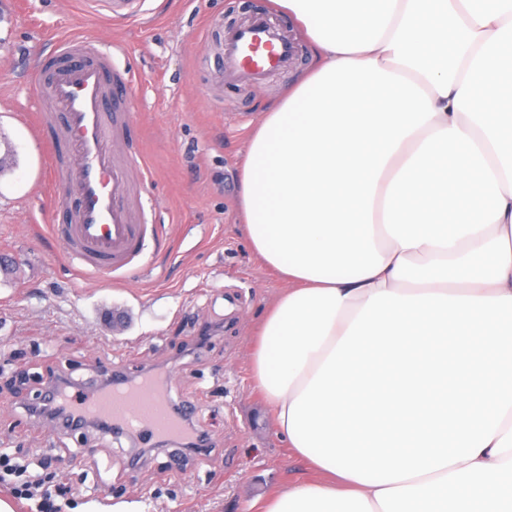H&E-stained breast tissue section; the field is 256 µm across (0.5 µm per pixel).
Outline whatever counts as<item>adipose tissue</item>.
<instances>
[{"instance_id": "ef3b65f1", "label": "adipose tissue", "mask_w": 512, "mask_h": 512, "mask_svg": "<svg viewBox=\"0 0 512 512\" xmlns=\"http://www.w3.org/2000/svg\"><path fill=\"white\" fill-rule=\"evenodd\" d=\"M310 74L237 208L255 388L313 479L248 512H512V0H272Z\"/></svg>"}]
</instances>
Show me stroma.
Masks as SVG:
<instances>
[{"mask_svg": "<svg viewBox=\"0 0 512 512\" xmlns=\"http://www.w3.org/2000/svg\"><path fill=\"white\" fill-rule=\"evenodd\" d=\"M87 0H0V453L28 462L55 457L74 484L72 512H244L269 486L310 478L278 435L252 383L253 327L285 284L251 251L236 211L239 164L267 104L306 73L312 46L271 0H149L138 23L113 21ZM267 16L293 42L288 67L259 81L222 77L214 60L223 30ZM89 33L118 56L137 90L118 153L134 147L149 246L130 281L92 278L50 235L57 173L27 109L48 35ZM126 310L120 334L103 310ZM214 338L199 344L204 328ZM139 376L168 367L174 403L198 404L204 453L164 442L145 452L95 429L48 436L27 414L48 371L79 382L109 366Z\"/></svg>", "mask_w": 512, "mask_h": 512, "instance_id": "35a3bbf8", "label": "stroma"}]
</instances>
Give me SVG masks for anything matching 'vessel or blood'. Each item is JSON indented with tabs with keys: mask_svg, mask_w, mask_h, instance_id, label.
<instances>
[{
	"mask_svg": "<svg viewBox=\"0 0 512 512\" xmlns=\"http://www.w3.org/2000/svg\"><path fill=\"white\" fill-rule=\"evenodd\" d=\"M123 23L145 13L146 0H95ZM294 53L292 42L266 17L224 34L218 57L225 74L255 77L280 68ZM37 97L50 110L35 117V138L50 144L53 164L62 165L71 187L51 222L53 238L87 273H110L121 280L134 273L147 248L133 213L140 191L132 178L138 168L135 152L117 159L112 126L122 123L131 103L132 86L109 53L86 36L59 37L43 58ZM72 422L58 426L61 435L76 433L79 423H106L110 434L132 435L140 446L186 441L195 420L194 405L174 406L155 375L133 379L118 368L104 379L72 384L66 392Z\"/></svg>",
	"mask_w": 512,
	"mask_h": 512,
	"instance_id": "vessel-or-blood-1",
	"label": "vessel or blood"
}]
</instances>
